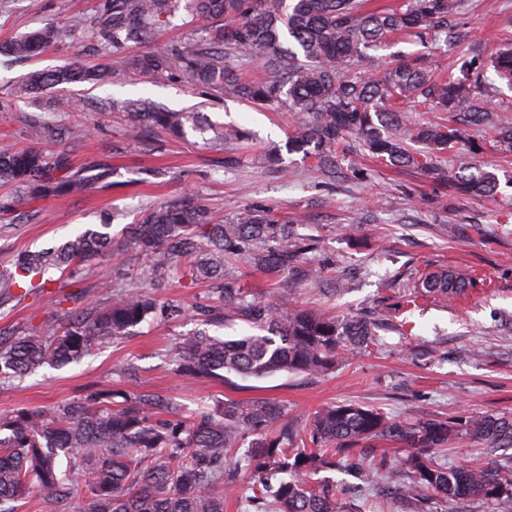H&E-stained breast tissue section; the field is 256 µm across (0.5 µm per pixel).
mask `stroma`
<instances>
[{"instance_id": "35a3bbf8", "label": "stroma", "mask_w": 512, "mask_h": 512, "mask_svg": "<svg viewBox=\"0 0 512 512\" xmlns=\"http://www.w3.org/2000/svg\"><path fill=\"white\" fill-rule=\"evenodd\" d=\"M103 0H0V43L52 23L64 36L38 56L13 68L0 66V98L33 70L64 64L92 66L112 47L93 37ZM512 0H467L457 22L470 31L472 54L490 57L501 39L512 37L504 22ZM149 97L172 110L203 113L210 120L249 131L225 167L215 145L188 143L160 133L145 141L132 134L126 113L113 100ZM86 130L69 151L73 169L96 163L113 170L106 187L87 197L59 196L23 201L0 214V267L14 256L62 243L113 213L112 252L98 264L68 275L52 274L42 292L0 307V329L34 325L59 333L70 319L102 307L113 289L139 286L146 259L129 242V226L157 203L190 197L223 214L254 207L295 224L299 234L322 233L326 255L337 270L355 274L344 288L334 281L270 280L240 265V283L263 302L282 301L354 315L375 310L389 319L365 353L347 357L334 374L313 378L277 373L247 380H188L173 370L180 341L201 329L191 319H155L129 336L103 341L80 361L49 366L21 379L0 378V415L13 409L73 402L93 390L139 393L151 390L174 398L183 416L228 399H270L284 405L288 421L330 404L358 402L399 421L434 416H512V188L489 200L460 197L438 202L432 181L420 172L372 166L367 180L329 183L301 154L286 155L284 172L265 168L263 154L284 145L292 117L238 99H220L205 86L187 87L175 74L146 76L121 69L111 83H75L47 89L29 105L0 109V142L34 147L30 119ZM462 269L476 280L466 295L444 301L421 296L422 274ZM157 296L184 308L206 310L218 297L207 284L185 274L166 277Z\"/></svg>"}]
</instances>
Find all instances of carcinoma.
<instances>
[{
	"label": "carcinoma",
	"instance_id": "1",
	"mask_svg": "<svg viewBox=\"0 0 512 512\" xmlns=\"http://www.w3.org/2000/svg\"><path fill=\"white\" fill-rule=\"evenodd\" d=\"M466 0H399L373 8L369 0H191L193 15L211 21L208 38L193 45H155L171 17L173 0H105L99 34L112 43V56L152 76L177 73L190 86L207 85L220 96L275 107L294 115L288 151L316 161L328 178L345 177L343 155L366 151L384 166L419 169L436 176L449 197L493 198L498 176L460 166L436 172L433 156L452 151L463 139L461 125H488L504 152H512V123L491 106L482 85L484 69L465 65L459 73L435 75L428 56L361 76L356 68L368 51L405 32L422 43L457 36L448 23ZM63 36L53 24L5 46L0 56L23 61ZM150 46L133 58L130 45ZM259 66L258 82L243 76ZM496 76L512 87V42L490 57ZM118 68L65 64L29 72L4 98L8 108L39 90L74 83L104 84ZM404 103L432 105L448 113V123L413 122ZM130 113L136 132L162 130L178 139L195 134L224 145V165L237 163L235 152L246 138L236 125L208 121L197 112L171 111L150 100L112 103ZM38 142L64 137L79 140L85 131L42 119L30 125ZM110 169L96 176L70 168L64 152L0 146V182L12 183L21 197L79 195L101 189ZM104 223L58 246L17 255L0 269V306L22 301L56 270L90 265L112 251ZM148 260L151 274L163 276L186 266L199 280H217L224 300L218 321L236 320L255 332L233 339L201 331L184 339L175 371L187 378L260 379L280 372L324 377L348 355L365 352L375 336L372 318L327 315L256 300L239 286L235 262L244 258L256 271L277 278L295 274L312 283L324 266L300 267L320 239L300 236L292 224L265 210L242 208L222 216L192 199L152 208L130 231ZM473 286L464 273L434 271L420 278L426 296L458 297ZM187 318L193 313L161 305L135 289L112 295L88 320L75 319L48 336L37 327L13 330L0 340V375L25 376L45 364L83 358L104 339L119 340L156 314ZM92 391L77 402L46 409L20 407L0 417V512H18L16 502L34 498L42 512H64L70 490L90 494L89 512H224V499L243 489L248 512H344L333 485L319 477L341 469L379 489L409 512H434L440 500L480 499L497 512H512V463L491 460L478 467L448 468L436 460L449 435L465 434L490 454L512 447V418L468 417L460 422L423 419L395 421L376 408L356 403L327 405L306 419L302 431L284 421L282 405L268 399L232 400L199 411L186 422L177 404L153 392L123 395ZM385 439L407 450L398 465L409 482L395 490L384 484L385 460L370 466L373 442ZM246 449H241V446Z\"/></svg>",
	"mask_w": 512,
	"mask_h": 512
}]
</instances>
